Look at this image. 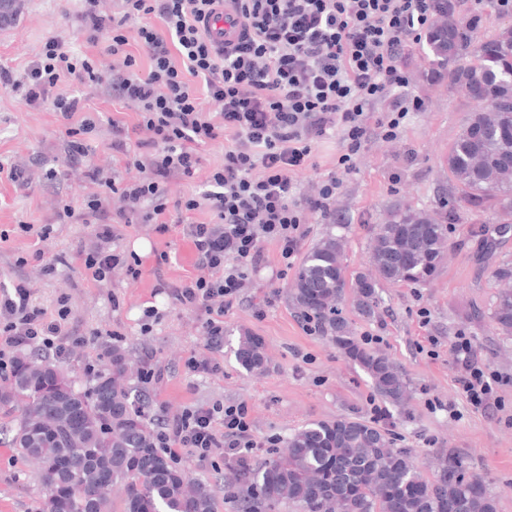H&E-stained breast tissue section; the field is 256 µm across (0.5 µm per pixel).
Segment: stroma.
Listing matches in <instances>:
<instances>
[{
  "instance_id": "obj_1",
  "label": "stroma",
  "mask_w": 512,
  "mask_h": 512,
  "mask_svg": "<svg viewBox=\"0 0 512 512\" xmlns=\"http://www.w3.org/2000/svg\"><path fill=\"white\" fill-rule=\"evenodd\" d=\"M86 8L85 0H19L12 22L0 27V67L15 79H25L45 43L54 38L71 51L92 55L99 71L111 76V55L85 40ZM425 67L421 45H413L407 60L408 90L423 100L424 109L408 114L400 139L370 140L355 169L341 174L336 202L340 222L330 225L318 215L307 217L302 252H309L326 234L342 237L347 284L368 272L372 229L394 206L446 210L450 183L444 157L470 106L446 85L429 84L423 77ZM51 93L80 96L99 121L88 136L86 160L69 161L50 100L33 106L21 93L0 86V165L25 172L23 181H0V300L21 281L29 285L33 304L47 314H54L58 300L67 299V330L86 344L53 359V366L82 387L89 382L85 364L93 360L106 366L111 347H119L137 370L145 353H152L163 370L157 393L167 415L194 404L242 402L262 439L276 435L284 440L309 423L339 417L369 423L378 407L386 418L374 422L394 434L397 447L414 449L421 462L449 451L463 456L472 471L491 478L496 512H512V385L501 389V406L471 409L457 389L458 369L450 349L455 333L466 332L480 362L512 375V336L502 335L491 319L499 290L493 272L500 263L512 262V232L496 239L487 253L482 235L487 215L449 219L447 257L429 284L380 283V306L369 317L352 299H345L343 315L356 343L375 336L376 350L390 357L409 384L410 399L399 409L377 395L367 373L336 347L329 333L310 336L302 330L301 310L290 294L295 274L283 272L276 244H265L264 260L249 272L241 302L225 311L224 342L216 349L204 334V313L172 296L173 289L197 273L188 227L179 223L177 210H169L165 232L141 221L114 225L110 247L123 262L106 281L92 280L79 254L96 245L94 225L80 212L60 224L56 213L63 202L76 203L97 192L89 169L107 175L119 171L126 182L145 178L144 170L125 166L112 148V120L134 126L137 107L113 98L105 84L63 80ZM201 156L193 176L170 178V200L198 197L209 171L224 162L223 143L203 147ZM25 224H49L53 232L41 241L34 232H22ZM138 240L148 241L150 251L137 253L133 245ZM132 262L141 271L136 280L126 272ZM149 306L157 309L158 318L145 334L143 310ZM244 335L262 341L268 359L264 374H251L237 363L234 351ZM429 336L439 341L438 357L418 348ZM210 353L221 363V373L188 372L185 362L190 356ZM432 399L453 402L458 417L431 409ZM18 420V412L0 409V512H45L37 468L12 444ZM176 462L209 485L216 512H235L224 498L223 455L203 462L185 451Z\"/></svg>"
}]
</instances>
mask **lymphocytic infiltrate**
Instances as JSON below:
<instances>
[{
	"mask_svg": "<svg viewBox=\"0 0 512 512\" xmlns=\"http://www.w3.org/2000/svg\"><path fill=\"white\" fill-rule=\"evenodd\" d=\"M116 2L108 22L87 10L84 35L89 45L122 59L112 93L138 106L135 128L113 121L112 148L151 174L124 184L90 171L101 191L84 198V210L106 211L114 194L123 206L111 223L97 225L102 244L82 252V263L93 280H106L120 263L106 246L113 225L136 217L160 223L167 180L193 175L200 148L225 140L224 163L209 173L205 191L176 204L180 211L205 208L213 216L189 226L198 273L176 299L205 311V334L215 345L224 335L225 310L240 298L248 270L262 262L264 243H275L283 264L292 265L306 236V213L336 223L340 173L353 171L370 139H398L408 113L423 110V101L407 90L405 58L429 25L434 0H227L240 36L224 48L214 45L205 27L218 0ZM133 42L149 59L147 72L135 68L128 50ZM64 76L82 84L104 81L91 56L50 40L29 71L26 100L44 99ZM203 95L217 105L216 113L204 112ZM52 105L71 159L81 160L96 117L82 114L74 96H56ZM135 130L146 132V139L133 140ZM333 137L340 142L335 170L314 194H303L296 174L313 166L315 145ZM147 146L152 152L146 156ZM15 291V298L0 302L1 345H35L59 358L83 347V339L65 329L66 302L50 317L31 305L25 283ZM452 351L460 367L457 388L467 402L483 409L497 401L503 377L475 360L465 333L455 335ZM154 438L171 456L186 450L202 460L217 453L249 457L271 445L255 436L242 403L197 404L160 417Z\"/></svg>",
	"mask_w": 512,
	"mask_h": 512,
	"instance_id": "1",
	"label": "lymphocytic infiltrate"
}]
</instances>
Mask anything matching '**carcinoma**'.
Segmentation results:
<instances>
[{"label": "carcinoma", "instance_id": "cac0c4a2", "mask_svg": "<svg viewBox=\"0 0 512 512\" xmlns=\"http://www.w3.org/2000/svg\"><path fill=\"white\" fill-rule=\"evenodd\" d=\"M426 80L475 101L444 165L453 190V215L488 212L495 233L512 223V26L489 33L484 18L461 16L455 0H435L426 39ZM447 247L446 228L434 215L396 207L372 238V272L355 280V303L375 313L382 281L427 284ZM341 239L330 233L298 270L293 298L332 333V341L370 376L389 403L409 399V387L388 357L362 349L351 336L341 304L345 290ZM495 277L506 284L491 318L512 335V265ZM236 358L248 372L266 370L261 341L239 340ZM128 360L119 348L107 368L84 389L54 366L21 360L0 387V406L20 411L15 448L37 462L48 494L46 512H114L112 487L124 489L122 512H216L209 486L153 447V430L129 401ZM224 498L237 512H496L485 476L453 454L438 458L427 477L412 451L396 448L389 434L360 420L318 421L296 431L265 466L234 460L225 468Z\"/></svg>", "mask_w": 512, "mask_h": 512}]
</instances>
